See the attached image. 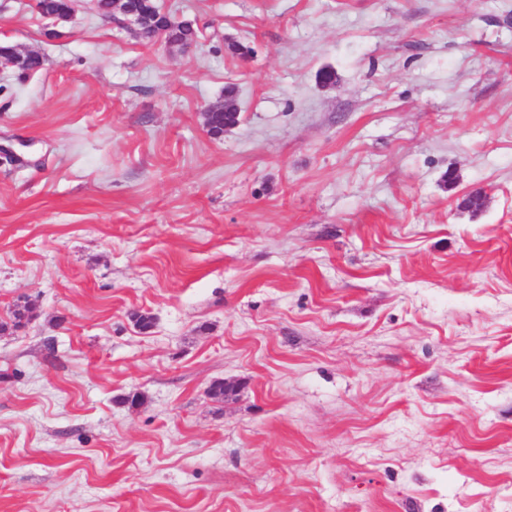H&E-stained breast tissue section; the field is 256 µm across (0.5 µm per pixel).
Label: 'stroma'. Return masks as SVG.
Listing matches in <instances>:
<instances>
[{
	"label": "stroma",
	"mask_w": 512,
	"mask_h": 512,
	"mask_svg": "<svg viewBox=\"0 0 512 512\" xmlns=\"http://www.w3.org/2000/svg\"><path fill=\"white\" fill-rule=\"evenodd\" d=\"M158 3L0 0V512H512V0ZM99 7L105 12L115 13L133 12L140 17L138 36L147 42L152 41L156 34L165 31L169 43L172 45H183L195 29L189 23L172 25L170 17L163 13L156 3V0H99ZM123 15V14H122ZM236 85L224 88V101L211 105L204 115V124L213 136H220L224 130L235 126L240 119V110L236 104Z\"/></svg>",
	"instance_id": "obj_1"
}]
</instances>
